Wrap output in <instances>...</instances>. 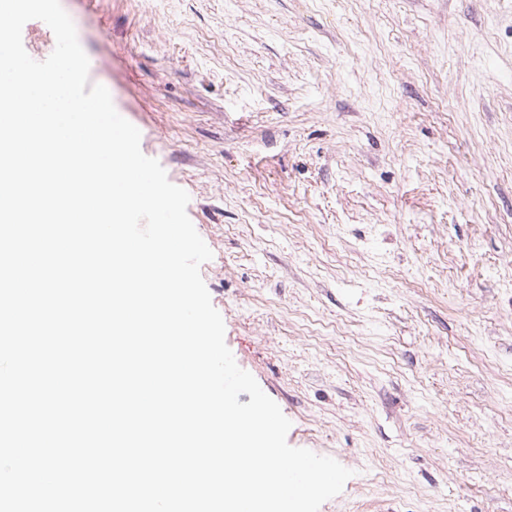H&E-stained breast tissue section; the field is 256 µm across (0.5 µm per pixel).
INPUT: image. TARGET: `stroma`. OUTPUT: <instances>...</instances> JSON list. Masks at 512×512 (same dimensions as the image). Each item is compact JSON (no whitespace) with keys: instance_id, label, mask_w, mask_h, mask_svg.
Returning <instances> with one entry per match:
<instances>
[{"instance_id":"stroma-1","label":"stroma","mask_w":512,"mask_h":512,"mask_svg":"<svg viewBox=\"0 0 512 512\" xmlns=\"http://www.w3.org/2000/svg\"><path fill=\"white\" fill-rule=\"evenodd\" d=\"M61 4L320 512H512V0Z\"/></svg>"}]
</instances>
